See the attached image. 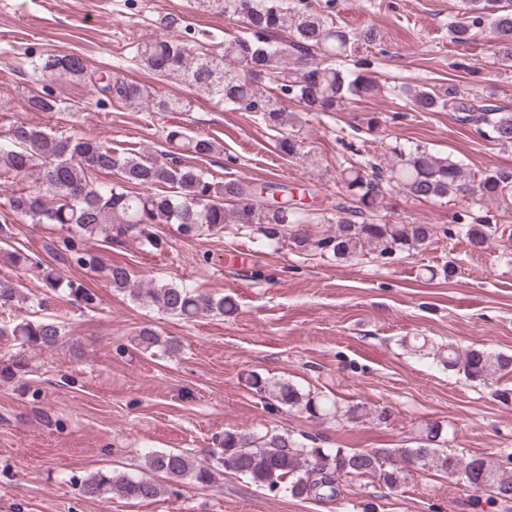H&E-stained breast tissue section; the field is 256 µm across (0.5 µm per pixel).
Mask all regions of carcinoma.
<instances>
[{
	"mask_svg": "<svg viewBox=\"0 0 512 512\" xmlns=\"http://www.w3.org/2000/svg\"><path fill=\"white\" fill-rule=\"evenodd\" d=\"M208 8L240 27L237 35L224 39L221 49L204 42L190 43L179 35L182 18L165 14L154 20L159 35L140 42L135 53L143 68L163 81L172 80L189 91L204 92L235 110L256 112L265 126L278 133L280 153L304 158L298 123L302 115L334 112L376 90L372 79L341 68V62L362 46L378 41L370 29L359 35L348 31L337 19L334 0H202ZM497 43L512 45V0H461L458 18L449 25L450 41L470 43L485 30ZM32 70L43 81L76 79L91 83L96 93L121 105H143L154 112H181L186 101L176 95L158 96L146 87L125 79L97 76L85 58L75 52L46 53L32 61ZM268 83L274 92L261 87ZM415 112L458 113L462 122L475 123L478 131L502 146L512 144V111L493 103L492 93L471 99L455 83L440 86L401 84L393 87ZM297 104L290 111L284 100ZM32 112H58L60 103L50 94L34 92L27 98ZM0 146V177L35 176L37 187L13 192L9 209L35 224H60L68 234L44 245L57 264L77 265L94 271L106 270L110 286L127 292L144 306L191 321L204 315H222L234 308L220 297L200 294L186 285L132 284L129 270L122 265L103 266L101 257L84 248L83 236L103 233L121 236L141 227L145 242L158 249L161 241L146 232L144 225L173 223L183 236L198 235L203 228L221 230L226 224H261L266 244L280 243L283 231L297 248H312L331 260H353L367 255L387 258L396 252L416 249L433 236L430 224H392L383 216L387 197L399 191L417 200L469 197L471 207L481 208L487 200L512 197V178L498 172L479 176L461 164L415 147L394 148L386 175L375 166L355 162L339 172V184L349 204H336V230L315 239L307 225L325 216L304 213L295 207H270L248 179L217 180L205 171L142 154L119 152L94 136H55L17 119L3 132ZM166 144L207 158L219 145L206 136L191 137L179 125L166 130ZM107 171L109 183L96 181ZM495 217H481V223L466 229L470 245L483 248L490 239ZM47 290L63 293L67 300L94 308L97 296L72 281L64 282L57 269L43 270ZM21 294L15 286L0 283V311L11 309ZM63 336L56 316L43 314L34 320L1 321L0 339L13 341L15 351L0 365V378L13 380L30 369L29 351L55 347ZM144 351H177L173 341L162 340L151 328L134 337ZM413 351L433 359L443 368L467 380L488 384L512 372V355L487 348L459 351L452 346L429 344L412 336L404 340ZM251 388L268 399L311 416L321 412H342L352 419L367 415L358 404L341 410L318 396L283 380L260 374L249 378ZM224 456L218 463L271 491L283 489L294 497L314 493L322 497L339 495V483L373 479L387 489L399 488L407 470L381 450L346 451L342 448L307 446L290 434L269 429L224 432ZM420 458L419 468L457 475L469 486L482 489L503 502L512 501V475L494 462L472 455L468 458L448 450L447 430L440 422L427 424L417 446L401 449L406 462ZM219 468L179 452H152L146 459V473L134 476L121 471H97L80 483L88 498L117 495L129 500H151L164 494L176 495L180 483L189 479L202 486L212 484Z\"/></svg>",
	"mask_w": 512,
	"mask_h": 512,
	"instance_id": "1",
	"label": "carcinoma"
}]
</instances>
